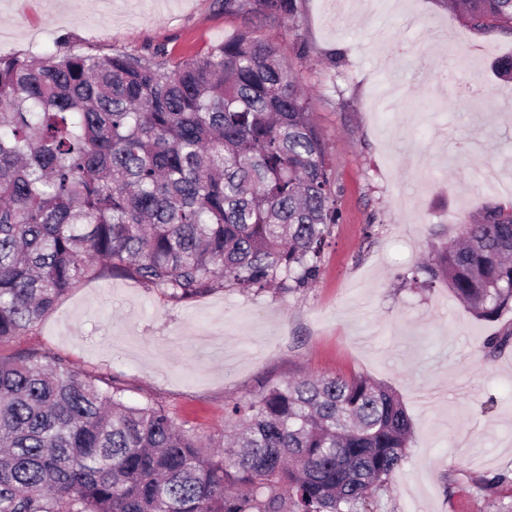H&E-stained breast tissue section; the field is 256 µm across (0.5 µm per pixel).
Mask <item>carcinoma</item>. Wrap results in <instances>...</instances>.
Segmentation results:
<instances>
[{"instance_id": "1", "label": "carcinoma", "mask_w": 512, "mask_h": 512, "mask_svg": "<svg viewBox=\"0 0 512 512\" xmlns=\"http://www.w3.org/2000/svg\"><path fill=\"white\" fill-rule=\"evenodd\" d=\"M280 24L298 0H219ZM512 34V0H440ZM325 139L281 47L246 28L190 58L0 55V343L83 278L185 302L311 287L339 220ZM478 317L512 310V211L488 210L418 268ZM512 327L491 337L496 352ZM112 377L0 357V512H369L413 433L365 377L291 378L235 403L204 443Z\"/></svg>"}]
</instances>
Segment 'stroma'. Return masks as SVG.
Listing matches in <instances>:
<instances>
[{
    "mask_svg": "<svg viewBox=\"0 0 512 512\" xmlns=\"http://www.w3.org/2000/svg\"><path fill=\"white\" fill-rule=\"evenodd\" d=\"M218 0H0V55H196L248 27ZM310 93L341 220L311 287H228L176 303L134 280L88 278L0 355L40 351L112 376L130 403L166 406L202 438L233 403L292 377L358 375L392 388L414 423L373 512H498L512 504V345L445 284L412 272L512 193L473 172L512 170V36L477 30L439 0H302L295 26L262 24ZM305 54H298V47ZM504 482L488 491L486 479Z\"/></svg>",
    "mask_w": 512,
    "mask_h": 512,
    "instance_id": "35a3bbf8",
    "label": "stroma"
}]
</instances>
